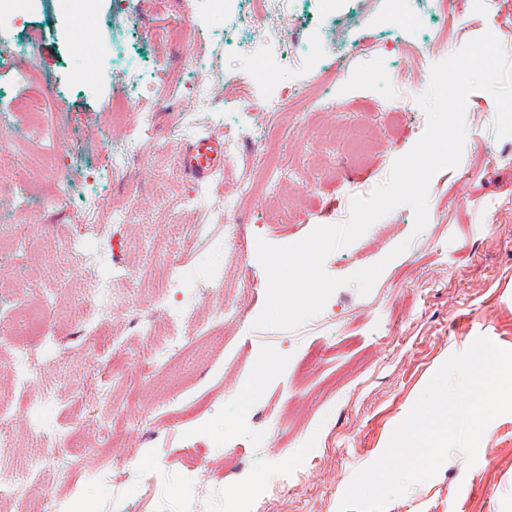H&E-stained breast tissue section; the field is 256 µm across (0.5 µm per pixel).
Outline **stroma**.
Returning <instances> with one entry per match:
<instances>
[{"label":"stroma","mask_w":512,"mask_h":512,"mask_svg":"<svg viewBox=\"0 0 512 512\" xmlns=\"http://www.w3.org/2000/svg\"><path fill=\"white\" fill-rule=\"evenodd\" d=\"M356 5L358 22L345 27L321 0H290L284 67L264 48L244 57L226 46L208 0H96L82 14L37 0L0 24V328L50 304L56 347L19 390L12 345L39 334L0 342V413L12 435L0 459L18 467L49 449L58 456L0 512H49L52 500L65 512H338L451 355L481 335L512 350V137H496L484 91L467 98L458 166L430 180L425 227L415 230L401 206L326 258L334 277L384 262L370 292L338 288L296 331L252 328L266 294L257 239L286 245L346 223L352 199L384 183L424 133L416 92L432 65L487 31L512 34V0L457 11L443 40L437 14L398 29L386 22L391 0ZM201 58L216 71L203 87L193 81ZM273 88L291 95L278 112L265 108ZM36 107L51 139L27 128ZM142 112L158 125L145 139ZM343 124L381 129L380 146L352 155L328 135ZM268 125L286 171L273 194L257 138ZM230 132L239 155L223 177L189 179L181 151ZM131 137L129 166L113 169V146ZM246 177L255 189L242 200ZM176 228L198 235L182 275L200 294L178 347L152 365L136 321L171 301L162 243ZM97 234L111 240L108 254L69 261L74 239ZM108 273L131 275L133 297L97 323L120 340L105 351L75 309ZM240 295L246 313L212 323L213 309ZM45 395L46 429L35 437L19 406ZM62 424L74 430L63 442ZM384 512H512V414L490 422L474 465L453 452Z\"/></svg>","instance_id":"35a3bbf8"}]
</instances>
